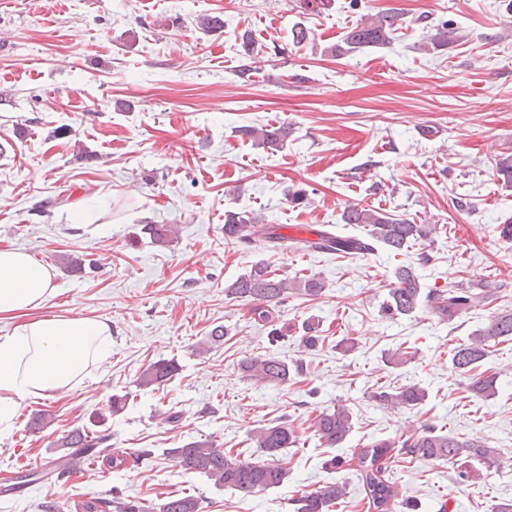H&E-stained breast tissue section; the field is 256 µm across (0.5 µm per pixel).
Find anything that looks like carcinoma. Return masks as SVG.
<instances>
[{
    "instance_id": "1",
    "label": "carcinoma",
    "mask_w": 512,
    "mask_h": 512,
    "mask_svg": "<svg viewBox=\"0 0 512 512\" xmlns=\"http://www.w3.org/2000/svg\"><path fill=\"white\" fill-rule=\"evenodd\" d=\"M403 15L395 8L366 14L350 27L339 43L331 48L336 56H348L366 48L379 47L390 43L393 35L402 26ZM197 27L205 32L224 28V20L218 15H200ZM463 39L454 23L445 21L432 37L435 47L451 46ZM239 133L256 146L277 147L288 140V127L245 126ZM497 176L506 184H512V154L502 153L496 158ZM345 224H362L367 227L364 238L341 237L328 230L317 232L313 240L291 239L275 230L264 229L262 238L269 248L285 249L293 246L301 251L366 255L374 251L375 245L383 244L394 255H399L411 245L419 242H433L436 226L415 224L398 218L379 208L362 204H350L342 213ZM263 223V218L244 212L227 211L224 214V237L245 243L256 234L254 225ZM141 233L151 243L164 247L173 242V225L146 224ZM325 290L324 282L314 276L294 277L291 280L279 278L267 266L254 265L250 271L224 286L225 296L254 304V319L270 322L271 310L288 296L301 294L316 298ZM492 297L489 289L479 293L470 288L453 285L445 290L423 293L415 268L401 264L393 271L388 298L383 303L386 316L396 319L413 314L422 303H427L443 320L451 321L460 314L475 308ZM512 340V311L505 310L490 317L488 322L473 331L468 339L452 349V365L459 372L469 375L470 388L477 396L492 397L497 393L495 373H478L476 369L491 353V348ZM244 377L256 384L285 385L291 380V373L299 372V365L293 366L274 354L246 357L240 364ZM178 371L172 360H158L150 364L138 378L142 387L160 386L170 381ZM425 390L417 385L391 389L379 387L373 398L383 407L411 409L425 400ZM319 446L339 448L350 435L353 425L348 409L341 406L333 411L321 412L314 424ZM110 434L100 432L90 436L84 429L69 431L60 439V447L71 452L55 469L56 478H62L80 466L81 460H95V449L106 444ZM300 437L285 422L270 425L256 431L254 442L260 453L266 457L262 462L249 461L233 455L209 440H191L168 454L186 471L205 475L217 488L228 489L241 497H252L283 484L288 471L279 464V456L287 448L299 444ZM407 448L411 455L427 462H449L457 466V477L462 482H473L481 478L475 467L480 464L491 470L500 467L494 451L485 445L444 433L434 427L410 439L396 442L390 439L375 440L358 452L357 476L368 508L376 512H388L390 502L398 495L394 483L386 477L385 464L392 459L396 448ZM346 497V486L338 483L323 485L294 499L295 512H331V508ZM82 512H201L199 499L192 495H171L155 507L145 506L137 501H116L103 497H91L81 504Z\"/></svg>"
}]
</instances>
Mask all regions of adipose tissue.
I'll use <instances>...</instances> for the list:
<instances>
[{
  "label": "adipose tissue",
  "mask_w": 512,
  "mask_h": 512,
  "mask_svg": "<svg viewBox=\"0 0 512 512\" xmlns=\"http://www.w3.org/2000/svg\"><path fill=\"white\" fill-rule=\"evenodd\" d=\"M53 274L17 249H0V314L23 323L0 336V423L21 400L72 387L112 350V327L93 318L27 319L52 295Z\"/></svg>",
  "instance_id": "adipose-tissue-1"
}]
</instances>
